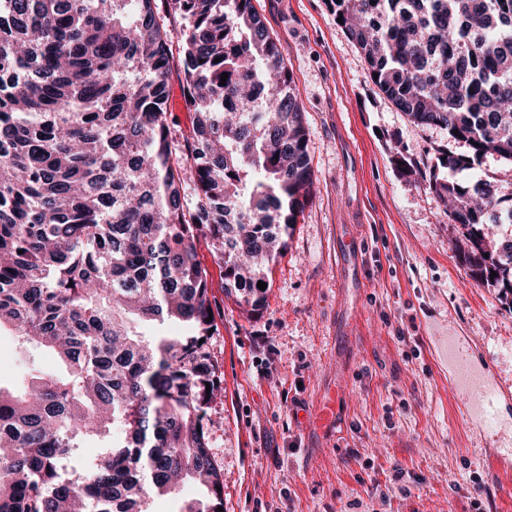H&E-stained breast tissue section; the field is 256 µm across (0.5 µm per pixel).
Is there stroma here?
I'll use <instances>...</instances> for the list:
<instances>
[{
    "label": "stroma",
    "mask_w": 512,
    "mask_h": 512,
    "mask_svg": "<svg viewBox=\"0 0 512 512\" xmlns=\"http://www.w3.org/2000/svg\"><path fill=\"white\" fill-rule=\"evenodd\" d=\"M284 50L305 114L311 200L257 312L224 294L206 244L224 389L206 417L224 512H512L496 458L512 444V300L474 279L466 231L429 189L449 144L384 97L326 0H253ZM356 249L341 257L340 235ZM454 332L507 400L495 434L464 424L437 339ZM59 364L0 329V383L19 389ZM343 389L342 435L298 427Z\"/></svg>",
    "instance_id": "35a3bbf8"
}]
</instances>
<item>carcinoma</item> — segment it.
<instances>
[{
  "instance_id": "obj_1",
  "label": "carcinoma",
  "mask_w": 512,
  "mask_h": 512,
  "mask_svg": "<svg viewBox=\"0 0 512 512\" xmlns=\"http://www.w3.org/2000/svg\"><path fill=\"white\" fill-rule=\"evenodd\" d=\"M329 2L385 97L468 146L437 167L512 163V0ZM174 75L193 113L178 140ZM312 185L304 113L252 0H0V326L64 366L0 390V512H146L186 481L202 496L184 512L224 506L197 245L225 296L262 309ZM429 187L467 229L473 277L512 294V238L488 232L490 215L512 223L499 179ZM166 320L186 331L134 330ZM93 438L106 452L70 466Z\"/></svg>"
}]
</instances>
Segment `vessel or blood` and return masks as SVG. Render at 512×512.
I'll return each instance as SVG.
<instances>
[{"instance_id": "1", "label": "vessel or blood", "mask_w": 512, "mask_h": 512, "mask_svg": "<svg viewBox=\"0 0 512 512\" xmlns=\"http://www.w3.org/2000/svg\"><path fill=\"white\" fill-rule=\"evenodd\" d=\"M438 357L451 367L449 382L462 398L465 419L478 417L484 424H491L502 407L503 397L488 384L476 381L471 345L452 338L445 339L438 349ZM343 398L342 390H333L311 413L302 416V423L316 431L335 432L339 426L337 413Z\"/></svg>"}]
</instances>
